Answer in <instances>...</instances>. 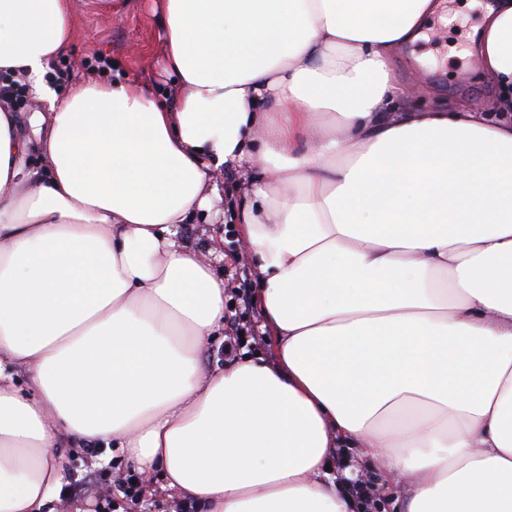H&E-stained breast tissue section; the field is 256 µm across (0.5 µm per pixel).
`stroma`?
Masks as SVG:
<instances>
[{"label":"stroma","mask_w":512,"mask_h":512,"mask_svg":"<svg viewBox=\"0 0 512 512\" xmlns=\"http://www.w3.org/2000/svg\"><path fill=\"white\" fill-rule=\"evenodd\" d=\"M73 5V36L46 74L57 94L65 95L71 84L100 78L110 70L141 84L159 99H166L173 79L162 65L159 36L163 17L158 0H122L110 11L101 8L100 0H73ZM479 22L478 10L463 9L457 22L448 27L433 25L427 40L417 44L414 51L406 50L394 57L395 74L412 89L408 105L420 109L449 106L463 98L473 107L492 110L494 88L483 81L474 57L458 54L460 48L468 46L467 35ZM232 203L228 195H221L214 199L208 219L195 220L182 229L192 245H219L224 260L217 268L229 289L240 284L235 277L236 269L254 267L252 257L240 250L237 225L228 220ZM245 354L274 360L273 337L264 331L254 338L243 337L234 345L229 344L227 337H213L201 351V366L208 373ZM62 454L65 461L61 512H99L107 497L112 500V512H179L182 499L176 495L162 507L138 498L112 496L113 476L131 472L121 449H113L109 465L101 468L94 466L93 452L66 448Z\"/></svg>","instance_id":"1"}]
</instances>
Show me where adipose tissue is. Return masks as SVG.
I'll return each instance as SVG.
<instances>
[{"label":"adipose tissue","instance_id":"obj_1","mask_svg":"<svg viewBox=\"0 0 512 512\" xmlns=\"http://www.w3.org/2000/svg\"><path fill=\"white\" fill-rule=\"evenodd\" d=\"M163 9L171 108L58 97L70 0H0V73L48 105L39 169L0 105V512H56L64 445L201 512H355L343 445L408 482L401 512H512V0L479 25L493 112L402 104L391 61L452 24L438 0ZM245 165L230 221L278 360L206 373L224 279L180 230Z\"/></svg>","mask_w":512,"mask_h":512}]
</instances>
